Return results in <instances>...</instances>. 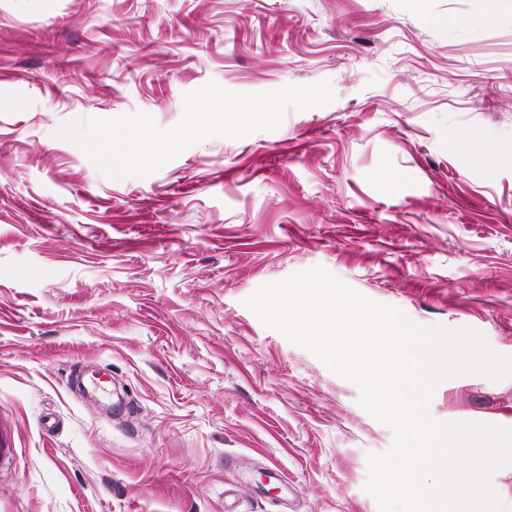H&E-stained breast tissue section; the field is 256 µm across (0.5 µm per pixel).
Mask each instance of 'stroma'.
Wrapping results in <instances>:
<instances>
[{"instance_id": "35a3bbf8", "label": "stroma", "mask_w": 512, "mask_h": 512, "mask_svg": "<svg viewBox=\"0 0 512 512\" xmlns=\"http://www.w3.org/2000/svg\"><path fill=\"white\" fill-rule=\"evenodd\" d=\"M321 80L145 177L57 135ZM314 266L512 355V0H0V512H379L392 431L244 304ZM428 413L512 428V378Z\"/></svg>"}]
</instances>
